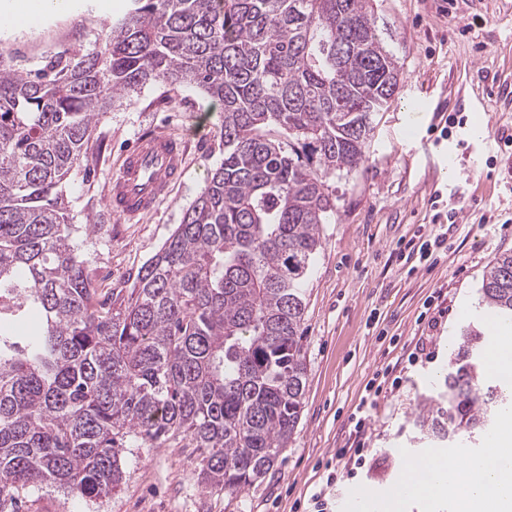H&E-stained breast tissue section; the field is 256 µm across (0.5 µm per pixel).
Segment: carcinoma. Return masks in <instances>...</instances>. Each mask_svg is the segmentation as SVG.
Wrapping results in <instances>:
<instances>
[{"instance_id":"carcinoma-1","label":"carcinoma","mask_w":512,"mask_h":512,"mask_svg":"<svg viewBox=\"0 0 512 512\" xmlns=\"http://www.w3.org/2000/svg\"><path fill=\"white\" fill-rule=\"evenodd\" d=\"M373 2L132 0L80 57L57 51L32 74L0 52V512L39 485L108 494L126 448L186 441L231 493L274 466L301 415L329 181L364 164L400 80ZM150 82L220 104L224 161L134 287L102 294L62 184L112 98ZM481 293L512 323V253ZM483 344L467 326L439 371L413 420L428 442L489 434L512 411Z\"/></svg>"}]
</instances>
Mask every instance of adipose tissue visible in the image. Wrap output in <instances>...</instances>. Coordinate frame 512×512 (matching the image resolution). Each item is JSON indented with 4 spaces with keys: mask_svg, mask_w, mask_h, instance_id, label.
Returning <instances> with one entry per match:
<instances>
[{
    "mask_svg": "<svg viewBox=\"0 0 512 512\" xmlns=\"http://www.w3.org/2000/svg\"><path fill=\"white\" fill-rule=\"evenodd\" d=\"M69 0H0V29L30 23L48 12L64 11ZM493 452L464 463L465 488L444 473L439 459L413 463V487L432 501H451L463 495L467 512H512V426L502 427L492 442Z\"/></svg>",
    "mask_w": 512,
    "mask_h": 512,
    "instance_id": "1",
    "label": "adipose tissue"
}]
</instances>
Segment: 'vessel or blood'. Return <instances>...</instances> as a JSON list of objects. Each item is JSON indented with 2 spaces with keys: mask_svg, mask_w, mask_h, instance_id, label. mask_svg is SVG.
<instances>
[{
  "mask_svg": "<svg viewBox=\"0 0 512 512\" xmlns=\"http://www.w3.org/2000/svg\"><path fill=\"white\" fill-rule=\"evenodd\" d=\"M185 169L182 144L163 132L138 138L113 176L107 203L113 213L131 220L153 214Z\"/></svg>",
  "mask_w": 512,
  "mask_h": 512,
  "instance_id": "1",
  "label": "vessel or blood"
}]
</instances>
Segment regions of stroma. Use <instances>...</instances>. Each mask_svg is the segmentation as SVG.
<instances>
[{"instance_id": "stroma-1", "label": "stroma", "mask_w": 512, "mask_h": 512, "mask_svg": "<svg viewBox=\"0 0 512 512\" xmlns=\"http://www.w3.org/2000/svg\"><path fill=\"white\" fill-rule=\"evenodd\" d=\"M131 0H72L67 12L34 26L0 30V50L21 68L39 69L46 55L94 49L104 26ZM377 24L398 61L400 82L363 166L332 179L336 219L323 225L304 312L307 372L301 419L274 467L240 492L224 493L200 476L192 448H129L123 478L111 494L80 498L41 486L25 490L22 512H305L330 473L335 512L373 492L368 512H451L405 492L413 458L466 459L488 438L448 447L419 442L413 419L435 394V372L446 367L462 329L483 325L482 278L490 263L512 252V158L501 133H512V0H375ZM221 108L182 84L150 83L117 99L101 117L91 150L64 186L72 241L103 290L131 288L145 262L181 224L208 172L224 159ZM461 127L441 139L449 114ZM483 127L475 136V127ZM163 129L187 141L181 183L143 222L121 219L105 204L121 153L146 132ZM459 213L447 255L432 268L410 271L400 240L437 233L449 209ZM444 310L436 318V310ZM424 358L410 361L415 350ZM383 390L363 405L365 387ZM368 415L366 463L356 477L336 451L349 447L350 417Z\"/></svg>"}]
</instances>
